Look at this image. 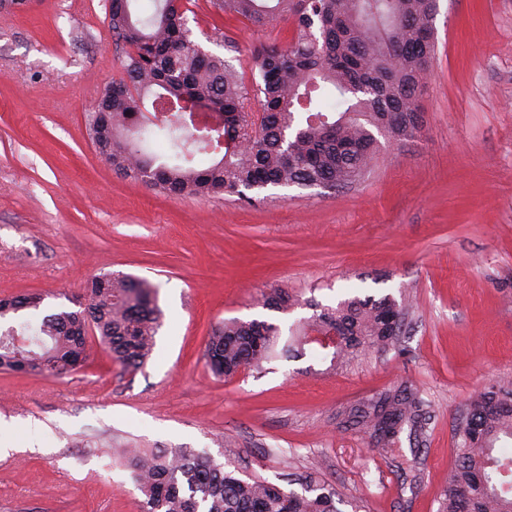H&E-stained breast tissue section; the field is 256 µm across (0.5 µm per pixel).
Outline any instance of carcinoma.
Segmentation results:
<instances>
[{
	"label": "carcinoma",
	"instance_id": "1",
	"mask_svg": "<svg viewBox=\"0 0 512 512\" xmlns=\"http://www.w3.org/2000/svg\"><path fill=\"white\" fill-rule=\"evenodd\" d=\"M218 16L266 26L293 20L284 49L259 60L261 83L249 91L224 58L206 53L187 27L189 0H112L109 26L129 48L123 76L104 88L88 113L89 136L124 175L175 196L237 195L269 187H337L362 178L379 151L378 137L408 139L421 121L417 97L431 77L438 0H209ZM217 105L219 128H199L185 103ZM158 142L156 156L143 147ZM218 154L205 164L200 156ZM43 296L0 300V369L60 377L85 361L94 328L112 359L141 369L162 326L156 289L133 275L91 278L80 311L40 315ZM288 290L263 295V307L286 313ZM407 314L390 294L350 292L336 305L314 304L290 328L285 354H329L343 365L394 344ZM335 344L325 343L328 330ZM280 327L265 320L220 324L205 349L214 375L259 371L276 354ZM431 412L420 390L401 382L336 412L346 430L363 433L381 455L401 437L416 441ZM454 469L439 512H512V385L493 383L469 403L456 428ZM143 500L141 512H341L336 491L317 483L301 490L226 465L185 448L124 452Z\"/></svg>",
	"mask_w": 512,
	"mask_h": 512
}]
</instances>
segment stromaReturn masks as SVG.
Listing matches in <instances>:
<instances>
[{"instance_id": "stroma-1", "label": "stroma", "mask_w": 512, "mask_h": 512, "mask_svg": "<svg viewBox=\"0 0 512 512\" xmlns=\"http://www.w3.org/2000/svg\"><path fill=\"white\" fill-rule=\"evenodd\" d=\"M106 2L0 10V299L40 293L42 313L75 311L88 279L123 272L156 287L164 324L137 372L93 335L76 372L0 371V512H139L125 448H187L282 486L315 464L360 512H437L469 401L512 379V0H439L423 121L383 142L363 179L252 204L167 196L95 150L86 114L126 52ZM187 22L250 88L258 53L292 32L206 0ZM274 287L293 311L261 306ZM350 288L410 298L393 346L338 369L311 354L232 379L208 368L224 321L284 329ZM403 381L432 415L419 447L384 457L337 427L341 407Z\"/></svg>"}]
</instances>
